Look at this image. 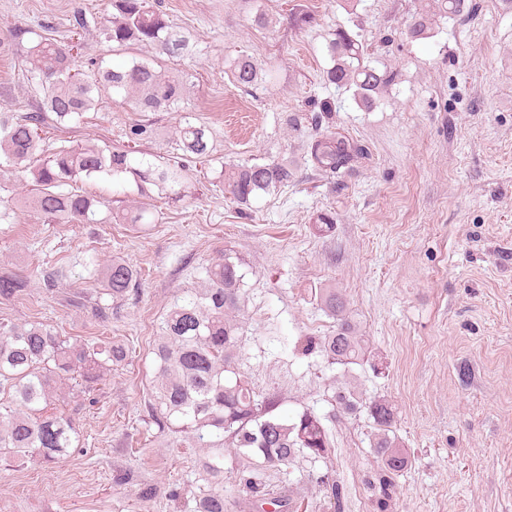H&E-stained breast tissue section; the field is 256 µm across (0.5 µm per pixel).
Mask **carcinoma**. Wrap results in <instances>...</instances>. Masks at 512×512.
Returning <instances> with one entry per match:
<instances>
[{"label": "carcinoma", "mask_w": 512, "mask_h": 512, "mask_svg": "<svg viewBox=\"0 0 512 512\" xmlns=\"http://www.w3.org/2000/svg\"><path fill=\"white\" fill-rule=\"evenodd\" d=\"M112 13L102 24L107 42L118 47L143 44L156 47L171 58L192 54L189 39L178 33L167 14L149 0H110ZM464 0H431L429 12L419 16L409 28L414 39L429 37L433 21L452 19L463 12ZM90 27L86 11L78 9L68 19L72 40L51 37L53 27L29 44L26 50V78L37 87L38 107L19 114L0 113V168L19 169L30 175L26 194L19 203L48 223L130 224L141 230L157 223L158 215L148 203L129 208L112 206L95 192L83 188L91 179L104 177L112 182V194H120L128 181L135 183L143 198L158 196L177 201L185 196L189 179L182 157L208 158L213 152L209 129L188 120L177 130L180 156H161L143 149L156 137L146 120L129 125L127 144L119 147L66 144L58 138L48 158L38 154L42 134L48 129L64 133L71 124L83 120L96 108L102 94L110 92L130 101L141 112L168 111L178 104L185 83L164 75L148 61L133 60L116 67H98L89 77L76 64L84 49L73 40ZM31 29L20 25L0 26V53L10 41L20 40ZM333 65L327 81L353 90L358 107L370 111L379 94L395 81L393 71L370 65L367 48L347 30L338 27L329 42ZM233 83L249 91L257 88L267 74L258 60L239 56L228 67ZM311 116L294 114L289 122L298 125L310 120L319 125L321 115L333 111L329 100L313 102ZM313 169L320 175L338 177L365 157V146L335 131L317 133L306 144ZM296 176L292 162L285 158L263 163H229L220 177L224 193L239 209L251 208L252 201L288 186ZM106 208L107 216L97 214ZM241 262L229 254L206 268L208 287L192 291L177 300L161 325L156 345V372L151 399L152 417L158 427L174 433L187 432L200 447L211 449L202 463V477L211 483L224 482V437H229L239 459H256L267 466H288L298 457L327 460L334 453L319 416L304 411L292 419L276 413L277 394L258 392L239 367L241 326L233 319L239 310L244 274ZM100 278L97 294L87 297L94 316L105 320L112 302L123 300L138 289L136 271L121 258L94 269ZM29 287V278L14 273L0 274V299L9 300ZM318 302L337 320L336 333L322 338L300 336L295 349L303 355L319 350L329 364L345 368L372 356L368 340L357 335L345 314L342 298L334 288H322ZM126 357L125 350L110 342L72 343L43 322L16 324L0 322V452L19 460L57 463L66 459L80 441V429L71 415L53 401L56 386L66 380L79 382L90 390L101 370ZM339 409L346 415L366 411L373 419L370 447L380 461L368 481L376 512H393L395 480L407 469L411 457L392 433L395 408L385 398L370 401L354 390L336 395ZM247 496L256 508L269 504L284 508L263 481L245 480ZM190 512H224V494L209 491L194 499Z\"/></svg>", "instance_id": "obj_1"}]
</instances>
